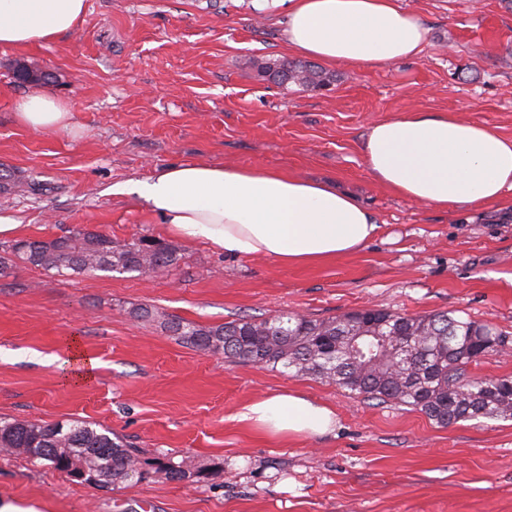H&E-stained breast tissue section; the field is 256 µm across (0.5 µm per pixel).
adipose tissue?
I'll return each instance as SVG.
<instances>
[{
	"mask_svg": "<svg viewBox=\"0 0 512 512\" xmlns=\"http://www.w3.org/2000/svg\"><path fill=\"white\" fill-rule=\"evenodd\" d=\"M255 9L286 10L290 52L326 64L379 65L419 56L428 29L398 0H253ZM86 0H0V47L43 44L73 31ZM16 115L35 131L67 128L70 114L53 95L20 99ZM374 180L416 203L466 212L507 211L512 139L444 112L408 111L372 123L361 145ZM172 233L243 259L317 265L362 249L380 226L350 193L264 167L210 163L169 166L137 186ZM280 439L319 438L336 414L297 392L257 398L237 416Z\"/></svg>",
	"mask_w": 512,
	"mask_h": 512,
	"instance_id": "ef3b65f1",
	"label": "adipose tissue"
}]
</instances>
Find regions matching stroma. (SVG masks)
I'll list each match as a JSON object with an SVG mask.
<instances>
[{"label":"stroma","mask_w":512,"mask_h":512,"mask_svg":"<svg viewBox=\"0 0 512 512\" xmlns=\"http://www.w3.org/2000/svg\"><path fill=\"white\" fill-rule=\"evenodd\" d=\"M430 31L422 54L327 65L319 91L259 77L289 58L282 9L251 0H86L72 32L0 48V415L94 421L150 465L100 489L0 453V505L22 512H512V418L445 427L282 367L243 364L182 343L165 321L217 326L288 313L328 319L363 308L448 311L512 336V221L460 214L380 187L361 144L370 124L446 112L512 138V0H399ZM71 114L64 130L22 125L33 92L19 65ZM263 166L330 182L381 224L356 253L317 266L243 260L184 241L163 272L60 276L7 247L75 228L117 242H172L134 186L176 162ZM146 307L154 318L135 317ZM283 390L331 406L336 429L279 440L236 418ZM188 458L200 475L158 466Z\"/></svg>","instance_id":"stroma-1"}]
</instances>
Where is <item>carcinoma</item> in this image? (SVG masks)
I'll return each mask as SVG.
<instances>
[{
    "label": "carcinoma",
    "mask_w": 512,
    "mask_h": 512,
    "mask_svg": "<svg viewBox=\"0 0 512 512\" xmlns=\"http://www.w3.org/2000/svg\"><path fill=\"white\" fill-rule=\"evenodd\" d=\"M275 76L306 91L326 86L310 64H283ZM9 250L23 262L59 275L142 274L147 268L165 270L182 259L181 249L173 244L145 236L118 243L82 229L48 241L17 240ZM168 328L205 353L327 378L354 394L416 408L440 426L512 418V376L470 378L465 373L469 363L506 349L508 336L447 312L408 315L364 309L327 320L282 314L212 327L172 320ZM390 332L395 336L382 338ZM394 342L412 349L411 361L398 364L389 351ZM1 452L99 488L137 484L145 479L148 465L140 449L112 436L111 429L82 419L38 423L0 417ZM159 471L169 480L187 478L182 463L172 457Z\"/></svg>",
    "instance_id": "obj_1"
}]
</instances>
